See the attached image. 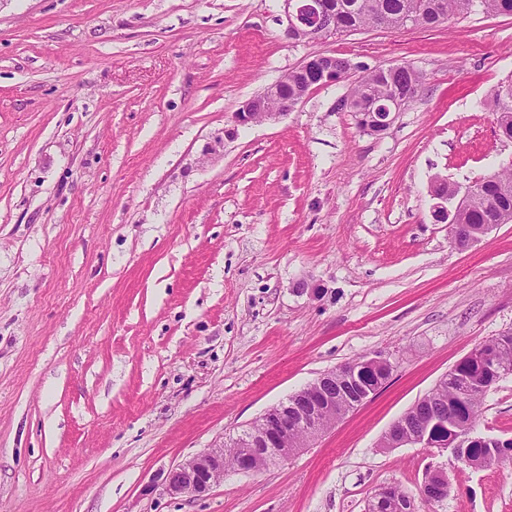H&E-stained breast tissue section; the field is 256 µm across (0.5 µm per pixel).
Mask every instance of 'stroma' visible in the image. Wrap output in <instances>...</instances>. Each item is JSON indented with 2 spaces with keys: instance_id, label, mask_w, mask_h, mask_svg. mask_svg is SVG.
<instances>
[{
  "instance_id": "stroma-1",
  "label": "stroma",
  "mask_w": 512,
  "mask_h": 512,
  "mask_svg": "<svg viewBox=\"0 0 512 512\" xmlns=\"http://www.w3.org/2000/svg\"><path fill=\"white\" fill-rule=\"evenodd\" d=\"M286 24L284 0H0V512H365L388 485L414 512H512V464L379 445L512 330V223L457 249L430 193L512 162L493 102L512 16L314 43ZM314 52L346 77L235 123ZM401 63L422 89L369 135L337 103ZM377 354L389 380L311 448L165 491L172 466ZM479 431L512 438V375ZM436 468L448 495L430 503ZM292 73V71L290 72ZM288 73V74H290ZM288 74L279 81L268 86L262 93L244 102L238 112H235V122L238 125L258 124L266 121H276L281 117L293 112L300 105L312 90V86L308 88L305 94L291 98L295 91V84L288 80ZM288 80V91L284 87L281 89V95L288 96L278 97V88L281 84ZM277 98V106L273 109L269 108L272 99ZM288 98H291L288 100Z\"/></svg>"
}]
</instances>
